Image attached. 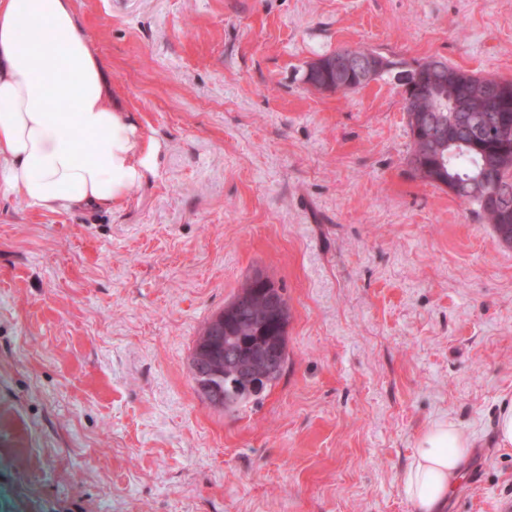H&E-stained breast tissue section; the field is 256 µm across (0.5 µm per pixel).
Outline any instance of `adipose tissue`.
Wrapping results in <instances>:
<instances>
[{
  "mask_svg": "<svg viewBox=\"0 0 512 512\" xmlns=\"http://www.w3.org/2000/svg\"><path fill=\"white\" fill-rule=\"evenodd\" d=\"M145 168L73 0H0V195L33 210L109 207ZM474 445L448 422L418 436L403 480L416 512H442Z\"/></svg>",
  "mask_w": 512,
  "mask_h": 512,
  "instance_id": "obj_1",
  "label": "adipose tissue"
}]
</instances>
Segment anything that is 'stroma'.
I'll use <instances>...</instances> for the list:
<instances>
[{
	"label": "stroma",
	"mask_w": 512,
	"mask_h": 512,
	"mask_svg": "<svg viewBox=\"0 0 512 512\" xmlns=\"http://www.w3.org/2000/svg\"><path fill=\"white\" fill-rule=\"evenodd\" d=\"M109 101L151 154L109 209L0 196V512H415L444 421L477 441L446 512H512V247L409 165L388 72L325 93L346 48L512 80V0H75ZM263 273L290 309L261 405L189 371ZM495 434L498 441V448L512 451V402L503 403L497 414Z\"/></svg>",
	"instance_id": "35a3bbf8"
}]
</instances>
